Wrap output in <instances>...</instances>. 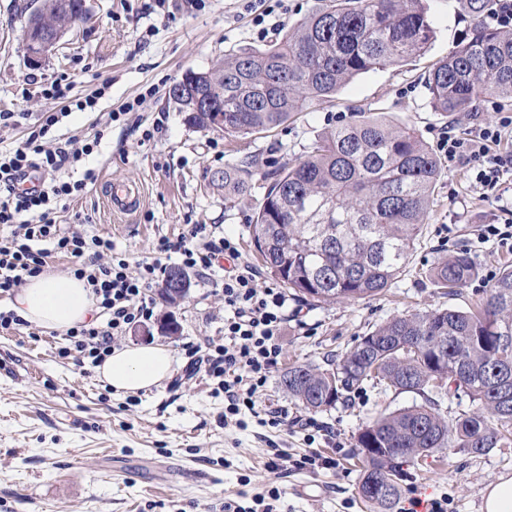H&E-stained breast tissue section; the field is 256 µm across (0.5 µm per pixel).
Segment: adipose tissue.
<instances>
[{
	"mask_svg": "<svg viewBox=\"0 0 512 512\" xmlns=\"http://www.w3.org/2000/svg\"><path fill=\"white\" fill-rule=\"evenodd\" d=\"M95 306L86 280L49 273L28 278L11 303L23 320L60 332L84 322ZM172 371V355L162 344L113 349L97 368L99 377L117 393L150 389L170 377Z\"/></svg>",
	"mask_w": 512,
	"mask_h": 512,
	"instance_id": "1",
	"label": "adipose tissue"
}]
</instances>
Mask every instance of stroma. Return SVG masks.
I'll use <instances>...</instances> for the list:
<instances>
[{
	"label": "stroma",
	"mask_w": 512,
	"mask_h": 512,
	"mask_svg": "<svg viewBox=\"0 0 512 512\" xmlns=\"http://www.w3.org/2000/svg\"><path fill=\"white\" fill-rule=\"evenodd\" d=\"M37 4L0 0V111L25 113V124L60 111V102L42 91L68 77L76 93L95 92L99 99L94 109L63 118L56 135L64 141L92 136L98 120L140 99L85 166L61 171V178L78 180L90 168L95 180L60 201L56 213L68 231L111 239L116 252L135 259L148 256L159 236L175 239L188 225L204 224L234 237L242 263L260 272L262 284L276 286L250 244L249 224L263 191L225 199L214 184L225 167L249 157L260 171H270L305 155L325 132L376 114L413 127L433 147L448 128L462 131L512 114V102L499 100L446 114L429 105V71L470 25L458 0H426L435 35L423 55L363 74L335 97L244 140L189 126L168 95L170 86L187 71L212 68L227 53L264 48L315 9L317 0H284L263 40L247 0H83L85 19L33 66L20 43ZM476 169L473 163L442 164L423 233L384 294L331 303L289 296L288 308L298 317L282 332V370L323 364L330 353L345 355L393 316L437 307L464 310L486 299L499 271L512 265V246L484 236L483 227L512 225V192L484 198ZM110 181L140 187L132 214L108 213L103 193ZM462 248L471 252L479 274L452 297L427 273ZM191 280L186 300L157 307L155 319L118 340L122 346L155 341L169 347L174 373L148 390L115 393L95 367L61 356L67 344L61 332L33 323L0 331V512H220L228 498L250 506L251 494L266 485L283 488L287 512H370L357 494L358 433L379 412L412 405L416 395L364 384L355 398L315 415L334 437L311 444L300 422L312 415L288 396L276 374L258 410H287L288 426L225 424L223 392L205 374L189 376L182 355L187 345L223 343L222 276L195 274ZM168 314L178 333L160 331ZM313 447L336 457V467L286 476L267 467L274 450L296 457ZM502 477H512V444L479 457L436 453L404 467L394 512H404L424 487L432 497L448 495L452 512H482L485 488Z\"/></svg>",
	"instance_id": "35a3bbf8"
}]
</instances>
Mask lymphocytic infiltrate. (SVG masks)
<instances>
[{"instance_id":"obj_1","label":"lymphocytic infiltrate","mask_w":512,"mask_h":512,"mask_svg":"<svg viewBox=\"0 0 512 512\" xmlns=\"http://www.w3.org/2000/svg\"><path fill=\"white\" fill-rule=\"evenodd\" d=\"M62 119V113H44L27 127L17 146L0 152V293L43 273L50 253L72 258L74 274L91 286L101 318L72 327L67 335L75 351L96 366L110 355L115 339L132 325L154 317L151 292L171 258H179L181 266L204 277L220 260L230 261L222 285L224 304L231 310L224 319V341L186 346V367L217 379L224 390L226 418L241 425L246 416L254 415L264 427L287 425V410L277 409L262 418L256 410V400L282 356L280 336L288 320L287 296L280 289L260 285L258 273L240 265L235 239L214 237L202 224L191 225L175 240L159 237L151 257L136 262L115 256L110 239L64 231L55 220L56 203L85 189L94 174L86 172L83 179L73 182L57 179L56 174L91 156L105 133L99 130L93 137L71 139L60 147L56 127ZM511 132L512 117L504 116L473 130H448L440 148L452 162L483 160L475 182L492 193L507 160L491 153L490 147Z\"/></svg>"}]
</instances>
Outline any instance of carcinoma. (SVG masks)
<instances>
[{"mask_svg": "<svg viewBox=\"0 0 512 512\" xmlns=\"http://www.w3.org/2000/svg\"><path fill=\"white\" fill-rule=\"evenodd\" d=\"M470 28L429 71L430 106L461 112L512 97V31L485 22L488 0H458ZM43 0L33 36L52 33L82 10ZM434 37L425 0H323L262 55L235 52L201 75H185L179 103L186 122L208 126L194 108L200 89L224 93V133L246 138L275 129L315 102L332 98L357 75L424 54ZM255 161L224 168V196L254 187ZM439 160L410 126L367 117L326 132L294 163L262 174L264 195L250 236L276 280L307 302L380 294L403 271L423 231ZM478 276L466 250L429 277L448 294ZM367 381L423 402L382 413L358 434L359 496L389 512L401 466L455 448L474 456L512 442V268L505 267L480 306L395 316L326 365L288 368L281 383L310 412L327 410ZM462 391L480 411L448 419L441 395Z\"/></svg>", "mask_w": 512, "mask_h": 512, "instance_id": "obj_1", "label": "carcinoma"}]
</instances>
